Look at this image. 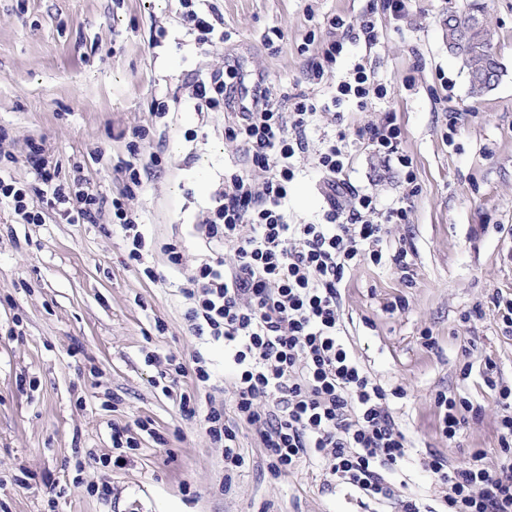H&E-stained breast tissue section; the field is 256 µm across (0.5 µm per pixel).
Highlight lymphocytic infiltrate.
<instances>
[{
    "label": "lymphocytic infiltrate",
    "instance_id": "f902f5d3",
    "mask_svg": "<svg viewBox=\"0 0 512 512\" xmlns=\"http://www.w3.org/2000/svg\"><path fill=\"white\" fill-rule=\"evenodd\" d=\"M179 2L186 33L197 43H212L223 33L209 0ZM330 27L329 40L308 64L310 81L334 73L348 41L370 44L378 38L367 14L352 25L332 18ZM386 97V86L359 62L337 82L331 101L298 94L285 109L263 73L247 74L234 64L185 80L177 103L206 124L222 113L224 137L240 146L247 165L225 169L209 205L196 215L192 227L202 252L182 290L190 331L223 342L229 353L235 418L226 420L223 407L213 405L199 413L194 392L181 395L179 408L199 418L211 443L223 448L225 479L246 464L240 443L249 429L274 475L323 459L334 483L394 502L398 512H421L415 498L398 497L388 477L406 456L410 439L387 391L347 343L340 293L355 267L382 263L387 227L407 223L409 209L381 208L375 195L353 187L345 131L323 138L317 152L309 150L312 125L322 112L349 103L362 109ZM361 134L373 155L393 156L401 167H411L394 112H383ZM309 153L323 179L326 205L318 222L296 224L288 214V193ZM26 161L49 186L46 203L65 223H98L103 208L112 207L129 260L142 263L145 238L136 214L121 202H106L81 171H74L69 184L55 183L42 143H29ZM227 249L234 253L229 262ZM484 382L497 391L502 410L496 467H488L479 452L461 466L437 451L422 463L447 512H512V389L499 386L489 372Z\"/></svg>",
    "mask_w": 512,
    "mask_h": 512
}]
</instances>
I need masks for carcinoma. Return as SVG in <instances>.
I'll list each match as a JSON object with an SVG mask.
<instances>
[{"label":"carcinoma","mask_w":512,"mask_h":512,"mask_svg":"<svg viewBox=\"0 0 512 512\" xmlns=\"http://www.w3.org/2000/svg\"><path fill=\"white\" fill-rule=\"evenodd\" d=\"M443 27L448 52L460 61L471 96L481 98L494 90L506 68L493 50L492 34L477 4L461 13L448 11Z\"/></svg>","instance_id":"obj_1"}]
</instances>
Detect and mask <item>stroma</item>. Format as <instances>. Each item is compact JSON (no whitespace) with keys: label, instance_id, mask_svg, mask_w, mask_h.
Listing matches in <instances>:
<instances>
[{"label":"stroma","instance_id":"obj_1","mask_svg":"<svg viewBox=\"0 0 512 512\" xmlns=\"http://www.w3.org/2000/svg\"><path fill=\"white\" fill-rule=\"evenodd\" d=\"M469 2L408 0L397 18L383 0H211L225 39L201 46L186 36L178 0H0V128L8 133L0 168L37 184L25 155L29 141L43 142L59 181L82 166L106 198L123 199L139 215L157 245L139 266L111 212L97 224L50 217L21 224L0 206V512H395L327 484L320 464L273 476L258 466L249 431L241 440L248 464L221 491L222 449L178 410L192 378H178L166 393L158 385L170 356L199 350L220 388L216 401L224 399L232 376L224 346L189 332L185 276L159 246L176 242L195 258L189 222L225 168L245 158L217 127L186 141L200 126L196 112L179 110L166 125L153 116L154 101H172L187 74L228 62L263 72L274 95L330 99L335 78L310 84L307 65L333 17L352 22L364 13L379 38L347 44L336 72L364 62L388 95L338 126L321 117L309 147L339 128L355 138L390 110L416 179L407 183L397 159L380 160L364 143L352 149L358 190L385 207L409 205L408 223L389 227L387 251L406 246L410 268L365 262L348 274L341 290L347 336L371 373L402 391L391 406L413 447L390 473L400 495L438 507L422 466L430 451L457 465L480 451L496 465L498 394L481 371L493 361L512 387V332L493 303L512 294V0H478L507 68L481 98L470 96L443 37L448 8ZM144 127L148 136L136 140ZM133 143L141 157L156 153L162 163L127 197L121 167ZM288 205L294 223L317 220L324 205L317 172L305 169L292 183ZM147 266L156 279L145 276ZM426 332L433 347L423 344ZM440 391L475 408L452 441L439 428ZM140 419L166 445L139 430ZM116 427L127 429L135 448H113ZM22 476L28 487L17 485ZM104 484L112 490L105 498L96 492Z\"/></svg>","mask_w":512,"mask_h":512}]
</instances>
